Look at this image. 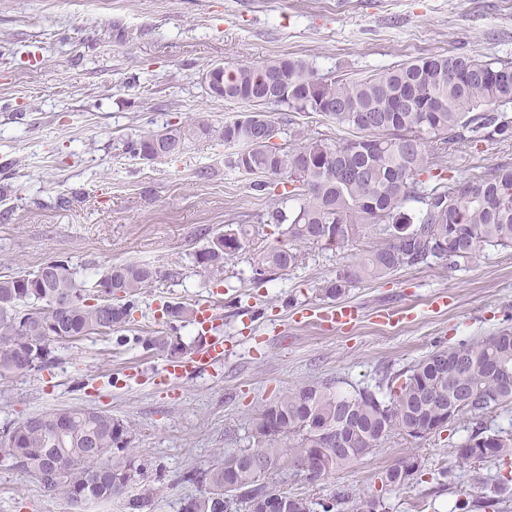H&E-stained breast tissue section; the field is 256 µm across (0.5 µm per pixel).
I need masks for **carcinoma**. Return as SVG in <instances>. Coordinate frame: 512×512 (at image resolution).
Returning a JSON list of instances; mask_svg holds the SVG:
<instances>
[{
  "label": "carcinoma",
  "instance_id": "obj_1",
  "mask_svg": "<svg viewBox=\"0 0 512 512\" xmlns=\"http://www.w3.org/2000/svg\"><path fill=\"white\" fill-rule=\"evenodd\" d=\"M224 70L226 100L285 104L356 133L350 139H308L280 147L263 140L262 130L276 126L267 113L256 111L218 130L194 121L127 143L132 155L155 158L159 149L216 136L242 146L229 165L257 176L255 191L269 190L270 178L283 185L286 199L299 206L268 214L267 222L287 225V240L259 254L256 274L299 265V243L339 247L364 224L377 226L379 241L327 282L323 291L329 298L364 280L431 260L452 269L488 247H512V166L431 190L421 179L433 155L495 135L512 136V126L497 115L512 104V61L434 55L360 80L319 75L298 58L233 63ZM410 201L424 204L416 217L405 209ZM249 235L244 224L227 225L196 253V263L222 273L224 261L244 248ZM158 275L145 264L117 263L88 290L61 260L43 272L0 276V379L31 371L33 360L46 367L55 342L124 327L132 316L128 298ZM165 314L193 322L196 311L176 302L166 305ZM145 342L172 358L183 353L163 331ZM511 403L512 330L504 328L438 349L373 389L292 388L260 410L251 433L267 466L301 472L313 462L307 479L314 482L371 453L394 431L414 437L422 428L441 429L466 417L476 428L456 448L458 458L490 462L512 455V433H491L483 420ZM284 438L292 440L286 448L280 447ZM129 443L128 427L112 415L70 407L14 422L0 437V452L26 474L54 475L48 489L61 491L76 506L109 501L141 480L139 492L126 501L127 512H154L158 488L145 482V466ZM91 448L99 454L88 455ZM247 453L244 449L204 470H188L183 479L203 490L186 498L180 512H263L268 486L240 460ZM419 469L414 456L399 458L385 471L387 486L407 483ZM287 499L288 512L318 507L343 512L351 499L354 512H388L380 496L355 498L346 489L332 493L326 504L297 495Z\"/></svg>",
  "mask_w": 512,
  "mask_h": 512
}]
</instances>
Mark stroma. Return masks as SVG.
I'll list each match as a JSON object with an SVG mask.
<instances>
[{"label":"stroma","instance_id":"35a3bbf8","mask_svg":"<svg viewBox=\"0 0 512 512\" xmlns=\"http://www.w3.org/2000/svg\"><path fill=\"white\" fill-rule=\"evenodd\" d=\"M459 53L512 60V0H0V275L52 259L68 260L88 285L115 263L159 272L125 329L55 343L48 366L0 380V431L63 406L107 412L129 427L160 490L156 512H177L199 492L180 475L253 447L258 410L285 390L337 382L349 392L512 328V247L456 269L420 265L356 284L342 300L359 316L337 325L321 318L332 304L321 289L372 249L371 228L341 248L302 245L298 267L260 278L256 256L285 235L258 217L281 198L227 167L235 145L202 140L157 161L125 150L147 130L249 114V104L209 95L204 75L215 64L300 58L352 80ZM268 112L289 134L347 135L316 113ZM499 165L512 166V138L457 145L432 171L450 185ZM229 224L250 225L251 235L215 277L194 255ZM170 302L207 305L208 329L163 317ZM158 330L188 348L223 337L224 358L156 384L168 355L141 340ZM468 433L463 420L416 439L395 431L327 478L286 471L268 482L317 501L346 488L383 496L389 512H453L504 478L512 512V458L459 464ZM408 452L421 473L383 489L381 472ZM0 512L125 510L120 497L76 508L0 457Z\"/></svg>","mask_w":512,"mask_h":512}]
</instances>
